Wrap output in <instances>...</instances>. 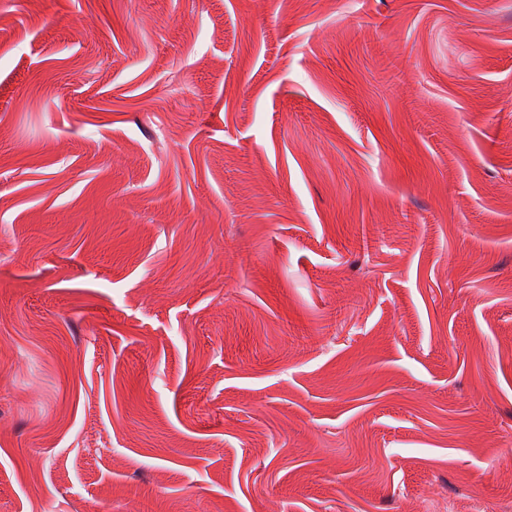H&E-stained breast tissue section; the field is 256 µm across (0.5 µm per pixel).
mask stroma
I'll use <instances>...</instances> for the list:
<instances>
[{
  "instance_id": "obj_1",
  "label": "stroma",
  "mask_w": 512,
  "mask_h": 512,
  "mask_svg": "<svg viewBox=\"0 0 512 512\" xmlns=\"http://www.w3.org/2000/svg\"><path fill=\"white\" fill-rule=\"evenodd\" d=\"M0 512H512V0H0Z\"/></svg>"
}]
</instances>
